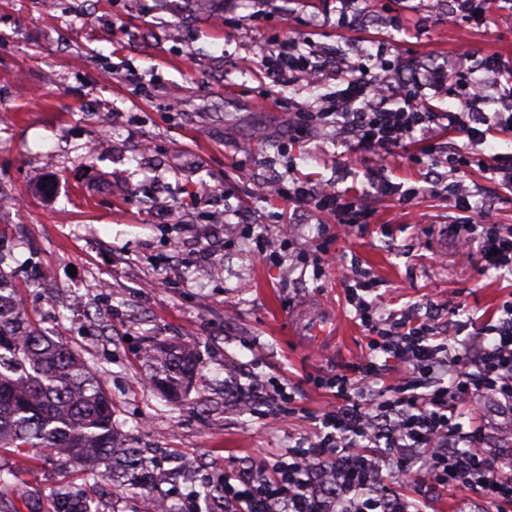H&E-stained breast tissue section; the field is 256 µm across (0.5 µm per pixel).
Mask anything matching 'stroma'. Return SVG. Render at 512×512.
I'll list each match as a JSON object with an SVG mask.
<instances>
[{"label":"stroma","mask_w":512,"mask_h":512,"mask_svg":"<svg viewBox=\"0 0 512 512\" xmlns=\"http://www.w3.org/2000/svg\"><path fill=\"white\" fill-rule=\"evenodd\" d=\"M355 8L358 20L345 23L336 0H57L51 10L0 0V279L40 328L80 352L112 399L123 443L153 465L147 484L130 475L115 484L80 463L3 448L0 512H70L80 498L92 512H154L160 498L180 512L208 482L202 512H224L225 473L313 441L315 415L337 402L317 377L350 372L369 352L340 268L373 281L381 317L414 312L464 338L512 303V271L487 268L478 234L451 223L447 198L427 189L431 172L446 173L448 147L468 152L466 137L437 131L433 168L415 144L355 152L335 127L288 126L289 113L319 110L345 88L343 73L275 82L259 65L291 34L302 51H334L373 74L384 59L407 72L440 65L447 86L423 94L434 111H455L459 68L477 83L488 62L512 70V0L504 20L484 23L446 0ZM244 58L257 67L240 69ZM103 125L112 149L91 153ZM287 172L363 193L371 223L346 234L332 212L268 199L269 178ZM382 179L421 194L402 203L379 193ZM318 302L335 307L343 334L313 351L291 321ZM152 339L198 353L180 402L143 383ZM256 378L292 392L276 419L246 391ZM480 413L485 444L512 456V417L489 399ZM186 458L194 471L182 470ZM383 474L420 512H512V499L428 488L415 466L389 460Z\"/></svg>","instance_id":"obj_1"}]
</instances>
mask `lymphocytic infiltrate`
<instances>
[{
    "instance_id": "1",
    "label": "lymphocytic infiltrate",
    "mask_w": 512,
    "mask_h": 512,
    "mask_svg": "<svg viewBox=\"0 0 512 512\" xmlns=\"http://www.w3.org/2000/svg\"><path fill=\"white\" fill-rule=\"evenodd\" d=\"M322 67L302 54L293 38L287 51L266 64L276 81L285 75L309 81ZM385 88L366 74H351L320 118L335 120L340 138L353 139L358 150L375 156L407 147L419 131L447 126L468 139L494 184L512 191V155L483 151L490 129H512L511 112H484L487 96L475 85L455 112H435L411 98L389 107ZM272 189L274 199L293 207L335 212L348 231L374 215L362 194L329 184L278 181ZM473 196L463 182H455L449 206L458 223L479 231L486 266L512 269V231L480 224L482 208ZM342 281L362 326L374 337L371 350L382 353V360L369 358L351 373L327 376L325 383L334 389L338 404L319 416L315 440L285 449L274 464L225 480V502L234 512H411V501L381 488L389 456L400 461L418 457L434 484L463 486L491 501L512 499V463L483 447L476 409L487 397L512 408V308L488 333L460 340L440 335L427 318L382 321L375 302L364 297L371 283L354 281L349 274ZM384 375L392 378L387 395L366 402L364 389ZM464 413L470 416L466 427L459 421Z\"/></svg>"
}]
</instances>
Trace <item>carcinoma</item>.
Segmentation results:
<instances>
[{
    "mask_svg": "<svg viewBox=\"0 0 512 512\" xmlns=\"http://www.w3.org/2000/svg\"><path fill=\"white\" fill-rule=\"evenodd\" d=\"M149 382L171 400L187 395L197 371L194 349L154 341L144 351ZM112 401L80 353L38 328L0 286V448L49 450L108 474L140 461L118 456Z\"/></svg>",
    "mask_w": 512,
    "mask_h": 512,
    "instance_id": "1",
    "label": "carcinoma"
}]
</instances>
